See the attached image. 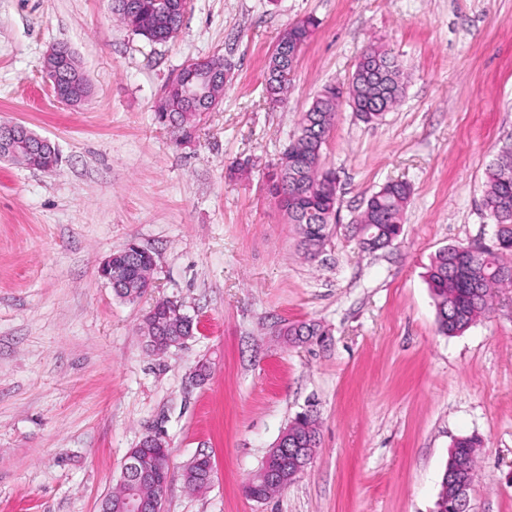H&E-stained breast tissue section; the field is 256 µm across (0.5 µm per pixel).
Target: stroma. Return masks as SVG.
<instances>
[{
  "mask_svg": "<svg viewBox=\"0 0 512 512\" xmlns=\"http://www.w3.org/2000/svg\"><path fill=\"white\" fill-rule=\"evenodd\" d=\"M316 29L288 99L264 69L289 25ZM71 48L91 95L56 100L48 50ZM404 65L382 120L341 104L323 161L340 181L323 253L305 256L268 172L328 83L362 52ZM232 65L190 143L157 118L188 62ZM48 139L44 172L0 160V512H101L131 448L160 432L173 478L162 512H434L454 439L476 434L472 512H512V288L463 334L439 332L425 272L449 246L496 243L485 172L512 143V0H190L169 41L135 35L112 0H0V121ZM247 163L243 176L228 169ZM389 181L412 194L390 247L362 251L352 223ZM136 242L150 290L119 299L97 269ZM197 326L158 354L141 332L157 301ZM295 322L322 337L292 347ZM208 380L194 384L199 363ZM316 415L312 466L263 501L242 487L282 431ZM209 454L203 492L181 479ZM323 333L315 323L299 322L288 324L286 328L279 332L289 345H299L307 343L316 336H322Z\"/></svg>",
  "mask_w": 512,
  "mask_h": 512,
  "instance_id": "obj_1",
  "label": "stroma"
}]
</instances>
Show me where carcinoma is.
<instances>
[{
    "mask_svg": "<svg viewBox=\"0 0 512 512\" xmlns=\"http://www.w3.org/2000/svg\"><path fill=\"white\" fill-rule=\"evenodd\" d=\"M131 30L151 42L168 41L172 32L182 25L183 5L180 0H130L127 8L113 7ZM316 26V19L307 17L291 24L282 34L265 73L266 98L272 104L285 101L288 83L279 79L280 71L295 62L293 49L303 45ZM212 74L211 96L222 98L227 64L220 57L207 63ZM197 81V72L182 68L166 85L158 119L167 121L175 137H192L201 110H192L173 91V86ZM404 71L401 62L388 51L369 47L363 54L348 87L325 86L303 113L297 132L284 151L291 162L287 168L277 163L273 191L288 215L289 223L297 224L302 245L308 258H316L329 234V224L335 220L339 181L336 172L324 165L322 154L336 121V109L346 97L352 110L366 116V122H376L391 111L404 92ZM411 196V187L402 181L389 182L372 193L365 201L355 224L361 236L372 240L382 249L390 246L402 232V220ZM487 216L501 226L498 247H448L436 253L426 271V280L436 306L439 331L455 336L467 330L492 306L499 288L512 285V265L503 263L500 253L512 251V146L502 148L496 162L486 172L482 200ZM117 273L112 288L125 301H134L146 292L145 280L155 265L154 256L136 243L113 252ZM144 335L148 346L159 352L183 345L194 335V325L182 312H176L169 301H159L145 317ZM286 343L299 345L322 335L315 323H290L279 332ZM288 435L302 444L307 455L314 456L321 438L312 415L296 419L288 426ZM482 439L477 435L453 441L456 462L445 467L441 477V493L436 512H470L461 506L458 486L471 483L477 472V450ZM144 464L167 476L170 473L169 451L149 456ZM288 472V460L272 457L265 461L245 488L246 496L265 500L278 490L268 483L272 468ZM214 462L201 453L184 469V484L193 491L207 489L213 478Z\"/></svg>",
    "mask_w": 512,
    "mask_h": 512,
    "instance_id": "obj_1",
    "label": "carcinoma"
}]
</instances>
